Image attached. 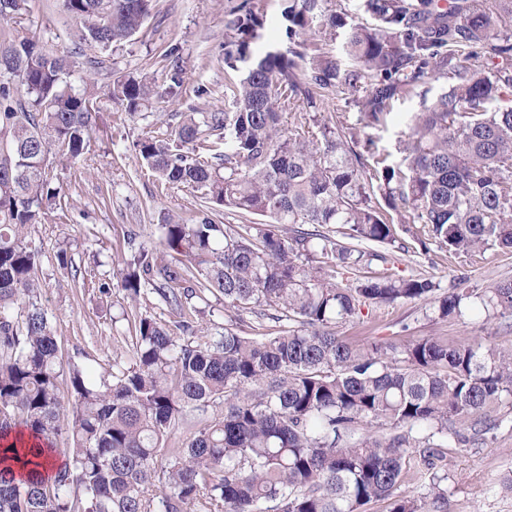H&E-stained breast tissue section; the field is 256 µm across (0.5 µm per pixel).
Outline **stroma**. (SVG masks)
I'll return each mask as SVG.
<instances>
[{"label": "stroma", "instance_id": "obj_1", "mask_svg": "<svg viewBox=\"0 0 512 512\" xmlns=\"http://www.w3.org/2000/svg\"><path fill=\"white\" fill-rule=\"evenodd\" d=\"M227 0H156L141 30L128 41L88 48L61 0H28V35L78 61L96 57V82L113 74L149 76L165 85L171 61L184 80L181 95L162 98L143 116L130 118L104 105L85 152L69 160L50 153L48 162L63 188L61 206L44 223L32 226L27 241L38 251L39 299L62 344L63 359L96 368L125 352L128 319L139 313L176 327L179 316L151 288L130 304L118 286L123 261L132 253L159 248L158 224L164 212L189 217L199 200L191 189L158 187L140 167L134 143L175 112H210L224 107V12ZM419 98L397 103L383 129L365 128L377 150L400 160L399 142L408 131ZM389 268L432 279L440 290L459 285L479 292L492 282L512 279V253L491 250L484 261L462 267L437 250L392 253ZM357 342L402 344L418 336H438L451 344L483 341L512 350V318H486L471 308L460 318L439 319L420 301L370 307L362 322L342 326ZM500 425L465 451L449 448L448 512H512V492L493 490L492 482L512 474V405L499 408Z\"/></svg>", "mask_w": 512, "mask_h": 512}]
</instances>
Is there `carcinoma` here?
<instances>
[{
  "label": "carcinoma",
  "mask_w": 512,
  "mask_h": 512,
  "mask_svg": "<svg viewBox=\"0 0 512 512\" xmlns=\"http://www.w3.org/2000/svg\"><path fill=\"white\" fill-rule=\"evenodd\" d=\"M3 1L0 19L21 25L27 0ZM282 2L288 52L254 53L262 0H228L224 66L246 65L225 80L228 108L176 112L135 144L201 203L191 220L161 217V248L124 261L119 287L135 301L152 286L191 336L134 314L130 351L96 378L63 365L26 237L60 202L46 156L84 153L97 91L26 33L0 42V512H448L444 446L478 440L512 402V350L438 336L356 345L339 330L397 300L440 319L469 303L512 317V280L439 295L431 279L385 267L386 252L408 251L403 233L466 265L512 251V107L489 108L512 93V0H361L360 22L342 0ZM62 5L84 42L110 45L140 30L154 0ZM320 19L344 59L308 52ZM430 80L442 91L411 116L398 163L357 128L314 116L343 94L363 127L384 128ZM104 96L131 116L158 99L149 79L125 74ZM213 203L264 223H219ZM209 295L278 328L198 333L183 299ZM190 417L196 430L176 442ZM18 428L61 459L52 475L37 472L41 446L8 441ZM416 457L425 492L407 494ZM18 463L32 467L21 481Z\"/></svg>",
  "instance_id": "1"
}]
</instances>
